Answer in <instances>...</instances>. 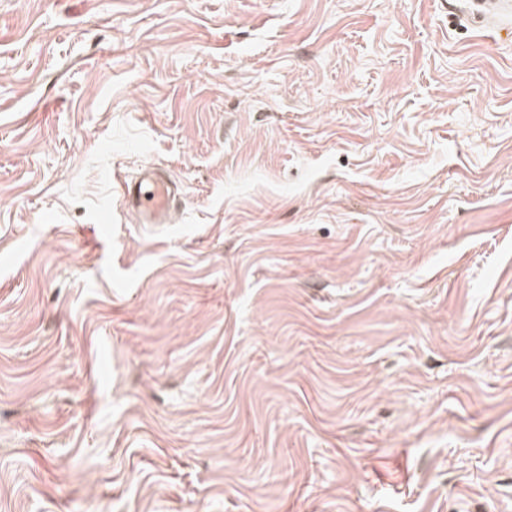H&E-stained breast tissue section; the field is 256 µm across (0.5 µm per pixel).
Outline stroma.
<instances>
[{"label":"stroma","mask_w":512,"mask_h":512,"mask_svg":"<svg viewBox=\"0 0 512 512\" xmlns=\"http://www.w3.org/2000/svg\"><path fill=\"white\" fill-rule=\"evenodd\" d=\"M0 512H512V40L0 0ZM124 202L137 211L145 224H161L176 201V186L152 167L121 184Z\"/></svg>","instance_id":"obj_1"}]
</instances>
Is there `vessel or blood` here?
<instances>
[{
    "label": "vessel or blood",
    "instance_id": "b4317fda",
    "mask_svg": "<svg viewBox=\"0 0 512 512\" xmlns=\"http://www.w3.org/2000/svg\"><path fill=\"white\" fill-rule=\"evenodd\" d=\"M121 195L143 223L158 224L176 201V186L161 172L147 167L138 176L122 182Z\"/></svg>",
    "mask_w": 512,
    "mask_h": 512
}]
</instances>
